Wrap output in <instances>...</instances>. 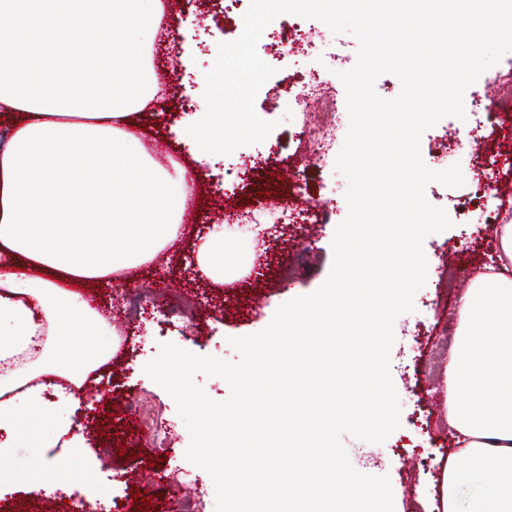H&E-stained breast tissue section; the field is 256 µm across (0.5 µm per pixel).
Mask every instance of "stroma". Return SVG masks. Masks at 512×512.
Instances as JSON below:
<instances>
[{"instance_id":"35a3bbf8","label":"stroma","mask_w":512,"mask_h":512,"mask_svg":"<svg viewBox=\"0 0 512 512\" xmlns=\"http://www.w3.org/2000/svg\"><path fill=\"white\" fill-rule=\"evenodd\" d=\"M249 6L250 0H224L233 24L213 27L207 48L192 58L195 74L205 75L213 67L219 43L241 37ZM301 25L321 35L316 49L308 55L283 59L272 56L266 32L256 45L259 58L273 67L274 73L260 87L254 109L260 119L275 122V129L264 141L240 146L225 155L217 169L197 163L177 141L173 128L186 117L181 101L170 103L167 112L145 113L140 120L138 133L144 147L156 144L163 154L179 156L181 165L194 172L197 182L180 247L165 252L158 260L123 270L121 277L108 286L76 288L70 300L76 309L89 300L97 310L108 312L109 325L121 339L109 363L96 372L91 388L81 393V410L57 418L61 424L95 423L96 430L86 435L81 453L62 446L56 453L68 468L89 470L103 492V512H108L115 498L123 500L131 512L136 507L142 512H168L174 499L184 494L192 496L196 512H215L210 475L185 457L190 436L176 404L144 367L165 343L200 356L238 360L229 338L262 331L279 306L315 292L330 273L336 222L314 225L312 248L306 252L285 240L277 224L265 225L264 245L259 250L248 240L224 231L231 215L253 210L266 193L286 191L295 169L303 166L306 150L292 134L309 122L310 115L303 106L284 105L286 77L312 70L323 72L329 81L325 92L329 106L340 113L347 110L346 91L339 75L355 66L357 39L349 33H332L317 19H302ZM456 123V117H445L443 125L427 129L420 140L423 161L430 169L441 171L460 165L464 183L451 188L432 181L424 190L428 203L444 209L452 225L425 238L423 251L433 274L415 294L414 311L401 314L394 323L396 341L390 351V373L400 403V425L380 444L350 435L343 438L356 470L389 477L394 512H423V501L437 496L439 477L453 451L444 379L458 310L471 280L465 277L457 287H449L448 268L456 265L471 271L484 270L497 250L481 210L465 217L458 213V203L472 197L477 186V165L469 150L458 148L444 157L433 147L442 127L452 128ZM490 133L483 157L495 162L501 191L506 194L512 192V113L497 116ZM258 150L269 155L273 171H253L247 184L234 185L228 169L238 157ZM335 162L331 156L324 166L306 168L308 188L311 195L334 198L344 214L348 211L347 181L336 171ZM279 171L284 174L280 180L275 177ZM208 240L223 241L232 260L260 259V276L241 281L230 277L202 287L197 253ZM148 282L157 291V306L149 309L141 322H124L120 310L124 290ZM174 296L185 302L183 313L177 316L166 307L167 300ZM131 399L137 403V411H127ZM35 465L32 449L25 447L17 448L12 460L0 463V469L22 476L9 496L0 495V512H57L53 504L33 499V487L23 474ZM161 473L166 476L162 482L157 479ZM140 497L147 499V506L137 505Z\"/></svg>"}]
</instances>
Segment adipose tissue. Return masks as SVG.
Listing matches in <instances>:
<instances>
[{
  "mask_svg": "<svg viewBox=\"0 0 512 512\" xmlns=\"http://www.w3.org/2000/svg\"><path fill=\"white\" fill-rule=\"evenodd\" d=\"M161 0H0V112L19 114L0 150V459L35 449V489L75 482L50 454L68 426L45 435L58 405L23 366L81 386L119 346L70 287L142 265L183 234L187 170L144 148L134 117L164 103L145 58ZM495 272L463 298L445 385L457 456L442 474L437 512H512V224L494 228Z\"/></svg>",
  "mask_w": 512,
  "mask_h": 512,
  "instance_id": "ef3b65f1",
  "label": "adipose tissue"
}]
</instances>
